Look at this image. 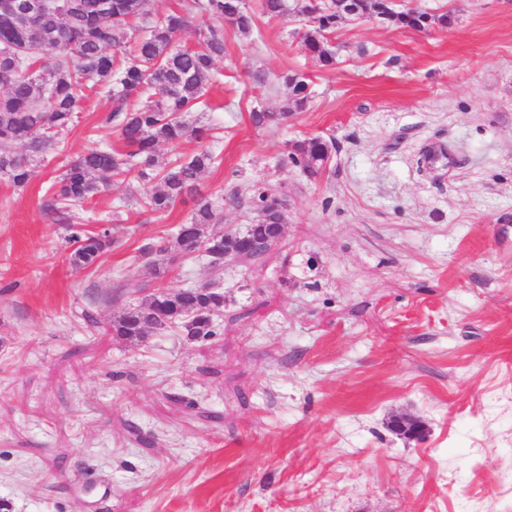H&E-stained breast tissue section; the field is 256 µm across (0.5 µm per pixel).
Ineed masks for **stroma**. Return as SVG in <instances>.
<instances>
[{
    "mask_svg": "<svg viewBox=\"0 0 512 512\" xmlns=\"http://www.w3.org/2000/svg\"><path fill=\"white\" fill-rule=\"evenodd\" d=\"M246 4L256 26L224 25L197 116L215 167L163 215L131 176L85 202L87 229L112 227L94 268H71L42 202L116 143L104 97L25 188L0 180V497L12 512H512V0H401L451 16L424 32L340 22L330 67L301 21ZM291 72L312 91L294 113ZM255 110L278 119L254 126ZM316 136L334 149L314 180L288 153ZM427 149L457 166L425 168ZM263 189L285 201L284 236L225 263L213 335L112 336L150 289L213 276L200 255L156 277L143 245L201 195L243 231ZM397 413L425 439L390 431Z\"/></svg>",
    "mask_w": 512,
    "mask_h": 512,
    "instance_id": "35a3bbf8",
    "label": "stroma"
}]
</instances>
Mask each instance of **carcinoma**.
I'll return each mask as SVG.
<instances>
[{
    "instance_id": "cac0c4a2",
    "label": "carcinoma",
    "mask_w": 512,
    "mask_h": 512,
    "mask_svg": "<svg viewBox=\"0 0 512 512\" xmlns=\"http://www.w3.org/2000/svg\"><path fill=\"white\" fill-rule=\"evenodd\" d=\"M63 7L47 12L39 22L24 19L0 25V178L16 189L27 186L34 174L33 162L75 125L86 91L103 93L111 102L106 122L122 142V149L96 147L80 155L45 194L43 210L59 224L68 225L72 248L69 263L76 269L95 265L109 246V231L91 235L72 222L70 208L107 189L112 180L135 174L150 211L171 209L184 193L196 188L199 176L214 166L209 145L210 128L196 125L190 114L203 111L202 100L212 80L216 59L224 56L223 26L228 22L248 34L255 26L244 0H182L179 9L162 16L152 12L151 0H103L106 8L96 13L93 0H60ZM338 12L321 15L302 35V47L325 65L335 62L324 38L336 26V16L346 15L344 0ZM262 13L288 16V0H261ZM200 25L201 39L194 46H180L177 37L191 22ZM432 25H448V15H428L417 10L393 23L404 30L423 31ZM134 44V55L118 52ZM292 104L297 109L311 98L306 78L296 72L286 76ZM198 143L195 152L166 162L158 147H179L185 140ZM290 162L308 177L322 176L330 159L329 143L312 137L292 145ZM162 183L154 190L151 183ZM257 223L283 224L285 203L263 190L253 198ZM221 211L207 198L196 201L190 224L201 239L214 237L212 246L224 248ZM201 298L197 288L179 296L141 299L110 323L112 335L131 344L146 339L160 321L150 307L173 315L191 310Z\"/></svg>"
}]
</instances>
